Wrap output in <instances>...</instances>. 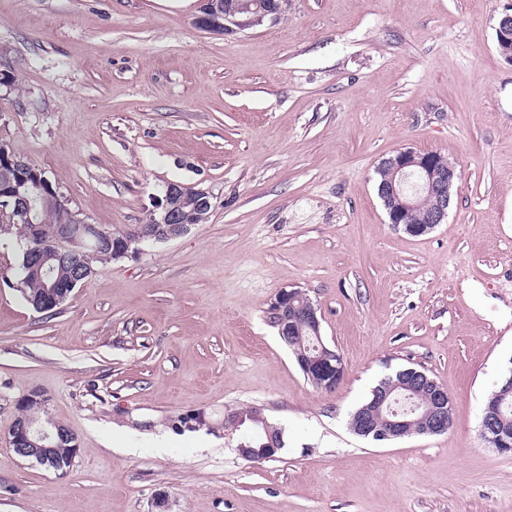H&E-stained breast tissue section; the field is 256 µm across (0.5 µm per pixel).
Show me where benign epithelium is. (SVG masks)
<instances>
[{"mask_svg":"<svg viewBox=\"0 0 512 512\" xmlns=\"http://www.w3.org/2000/svg\"><path fill=\"white\" fill-rule=\"evenodd\" d=\"M258 18L237 15L235 9H225L224 0H202L199 14L194 19L198 28L216 34L233 33L237 29L263 20L267 15L278 17L273 0H258ZM496 41L500 56L512 64V13L502 14L496 26ZM0 159L10 170L17 172L20 183L0 185V222L13 223L27 239L40 236L41 222L35 206L20 185L25 183L28 164L17 157L13 150L0 144ZM387 177L379 187L378 194L386 209L388 221L403 226L410 235L420 236L445 223L451 204L452 188L458 178L457 169L445 167L439 161V153L417 152L400 149L384 159ZM43 185L45 198L59 210L68 214L70 223L60 227V237L66 241L62 247H40L26 254V264L33 267L55 269V264H63L76 255L81 258V266L63 284L53 279L33 308L39 312L47 307L58 305L66 300L75 285L88 278L92 272L95 254L86 251L88 241L100 239L101 228L88 223L80 214L72 210L63 194L53 188L46 178H37ZM191 190L201 197L202 207L211 206L207 192L193 185L170 182L164 194L157 198L154 209L146 223L165 224L164 239H173L188 231L191 222L182 217L177 209L178 199ZM423 209L427 212L424 224H402L403 214ZM300 289L280 291L270 309L276 316L279 335L286 338L292 332L288 322V302L298 298ZM301 317L314 330L315 343L296 353V360L306 378L315 387L331 392L336 389L345 375L342 356L328 346L321 335V321L318 308L309 299L300 301ZM44 399L38 394H30L20 403V415L9 431V443L15 455L33 459L53 470H62L70 465L76 456L75 438L63 426L55 423H39L38 411ZM499 403L490 402L481 420L482 437L502 454H512V432L499 425ZM453 415V402L448 392L433 377L416 368H404L396 373V378L375 387L370 401L357 410L353 416L352 431L363 438L373 437L376 441L391 442L412 436H433L448 431V417ZM239 455L249 460H262L275 457L279 451L273 440H268L265 448H237Z\"/></svg>","mask_w":512,"mask_h":512,"instance_id":"1","label":"benign epithelium"}]
</instances>
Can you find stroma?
I'll list each match as a JSON object with an SVG mask.
<instances>
[{"label": "stroma", "instance_id": "obj_1", "mask_svg": "<svg viewBox=\"0 0 512 512\" xmlns=\"http://www.w3.org/2000/svg\"><path fill=\"white\" fill-rule=\"evenodd\" d=\"M201 0H0V143L87 222L144 223L167 182L207 223L93 266L53 312L0 285V512H512V455L480 434L512 370V0H289L217 35ZM457 165L446 223L389 224L394 151ZM343 357L306 380L269 319L282 289ZM426 371L448 432L349 429L384 376ZM78 445L62 471L17 457L25 396ZM256 410L284 431L247 460ZM496 41L500 56L512 65V13H504L499 17Z\"/></svg>", "mask_w": 512, "mask_h": 512}]
</instances>
